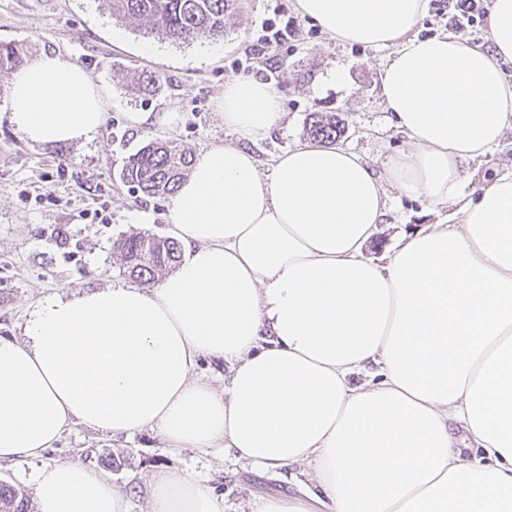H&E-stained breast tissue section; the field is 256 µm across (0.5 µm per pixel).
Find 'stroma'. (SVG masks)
I'll use <instances>...</instances> for the list:
<instances>
[{"label":"stroma","mask_w":512,"mask_h":512,"mask_svg":"<svg viewBox=\"0 0 512 512\" xmlns=\"http://www.w3.org/2000/svg\"><path fill=\"white\" fill-rule=\"evenodd\" d=\"M294 16L293 0H243L226 19L224 36L190 44L158 42L136 25L113 20L99 0H0V42L16 45L24 62L52 52L89 70L108 111L105 126L85 144L37 145L0 123V336L21 337L32 303L55 293L125 282L113 245L138 233L168 236L167 198L134 191L121 178L132 153L161 138L200 154L210 146L239 143L218 116L217 96L226 81L242 76L247 52L256 44L264 19ZM299 37L266 52L256 64L270 72V86L284 111L281 125L251 149L262 172L277 156L307 142L309 113L336 112L346 126L340 145L372 163L403 148L382 103L380 73L388 50L336 44L317 25L298 20ZM122 31L114 40L113 31ZM158 45L155 54L144 46ZM342 70L343 83L328 74ZM144 71L159 73L162 90L131 97L127 86ZM132 112H174L172 127L150 131L131 124ZM392 210L365 248L380 258L404 234L440 221L441 213L391 191ZM99 211L104 222H95ZM79 461L108 473L129 495V512H149L143 487L162 469L193 470L222 496L227 512H251L259 497L297 494L306 477L299 466L265 474L237 463L232 451L215 460L193 450L172 451L151 430L109 437L75 427L41 457L0 463V481L31 492L30 479L43 466Z\"/></svg>","instance_id":"obj_1"}]
</instances>
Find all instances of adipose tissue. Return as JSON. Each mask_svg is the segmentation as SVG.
I'll list each match as a JSON object with an SVG mask.
<instances>
[{
  "label": "adipose tissue",
  "mask_w": 512,
  "mask_h": 512,
  "mask_svg": "<svg viewBox=\"0 0 512 512\" xmlns=\"http://www.w3.org/2000/svg\"><path fill=\"white\" fill-rule=\"evenodd\" d=\"M294 9L336 43L389 50L382 96L404 148L377 168L303 144L266 174L244 147L204 151L169 201L184 255L156 288L54 294L21 338L0 336V463L77 426L149 428L171 448L312 471L305 496L255 512H512V168L464 190L465 164L512 129V0H492L483 43L419 38L426 0ZM220 108L246 140L283 118L249 77L225 83ZM106 117L80 63L43 53L11 77L7 122L30 143L91 141ZM392 188L448 216L373 260L364 247ZM203 357L229 364L223 387L195 377ZM32 484L39 512H128L80 462L44 466ZM147 493L150 512L225 509L185 471L156 472Z\"/></svg>",
  "instance_id": "adipose-tissue-1"
}]
</instances>
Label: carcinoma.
<instances>
[{
	"mask_svg": "<svg viewBox=\"0 0 512 512\" xmlns=\"http://www.w3.org/2000/svg\"><path fill=\"white\" fill-rule=\"evenodd\" d=\"M238 0H102L113 19L138 23L145 32L174 44L224 37V21ZM22 62L12 43L0 42V71L11 70ZM162 76L143 72L130 86L134 94H152ZM345 131L344 120L335 112H312L306 133L312 141L333 145ZM191 153L161 140H151L128 157L122 180L149 197L175 192L185 172L192 166ZM123 273L141 281L151 280L181 257V247L171 238L136 234L117 242ZM0 512H30L29 500L14 486L0 482Z\"/></svg>",
	"mask_w": 512,
	"mask_h": 512,
	"instance_id": "obj_1",
	"label": "carcinoma"
}]
</instances>
